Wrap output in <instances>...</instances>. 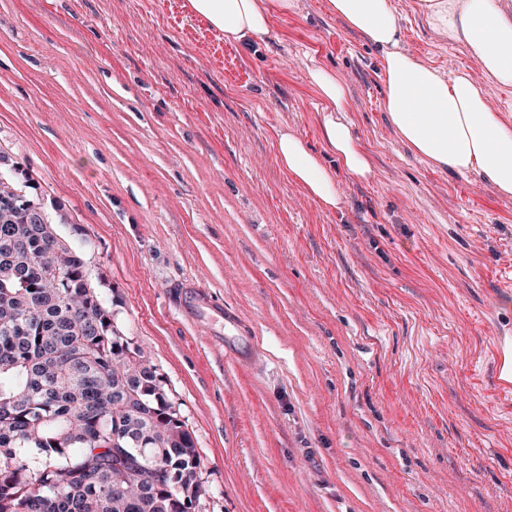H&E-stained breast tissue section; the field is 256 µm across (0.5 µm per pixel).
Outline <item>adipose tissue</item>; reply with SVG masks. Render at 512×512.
<instances>
[{
	"instance_id": "1",
	"label": "adipose tissue",
	"mask_w": 512,
	"mask_h": 512,
	"mask_svg": "<svg viewBox=\"0 0 512 512\" xmlns=\"http://www.w3.org/2000/svg\"><path fill=\"white\" fill-rule=\"evenodd\" d=\"M336 15L362 32L382 52L385 110L399 137L424 161L460 175L474 174L503 196L512 195V125L493 109L484 89L465 74L444 77L401 47L402 28L391 0H329ZM192 14L230 44L244 45L270 31V15L258 0H188ZM430 28L462 45L487 79L512 88V16L500 0H417ZM310 80L326 102L325 153L296 132L280 130L281 166L325 209L341 206L337 169L367 178L372 169L348 123L340 77L322 67Z\"/></svg>"
}]
</instances>
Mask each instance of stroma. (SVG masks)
<instances>
[{"label":"stroma","mask_w":512,"mask_h":512,"mask_svg":"<svg viewBox=\"0 0 512 512\" xmlns=\"http://www.w3.org/2000/svg\"><path fill=\"white\" fill-rule=\"evenodd\" d=\"M231 45L187 0H0V169H20L146 348L194 439L195 512H512V197L435 169L385 109L381 54L328 0ZM392 0L402 47L512 92ZM343 81L372 175L337 210L279 164L323 151L309 69ZM206 289L238 326L167 292Z\"/></svg>","instance_id":"stroma-1"}]
</instances>
